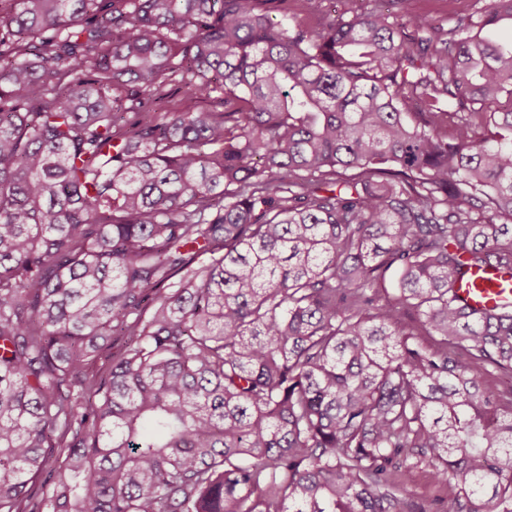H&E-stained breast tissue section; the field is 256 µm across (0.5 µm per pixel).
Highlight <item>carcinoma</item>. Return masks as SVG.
<instances>
[{
  "mask_svg": "<svg viewBox=\"0 0 512 512\" xmlns=\"http://www.w3.org/2000/svg\"><path fill=\"white\" fill-rule=\"evenodd\" d=\"M290 2L0 0V512H512V0ZM362 3L369 4V8H373V7L377 6L379 9H382L385 12L387 11V9H389L390 11H400L401 10V6L399 3L395 2V1L394 2L388 1V0H377V1H374V0H365V1H361V0H331V1L325 2V4H327L328 6L331 7L332 15H336V16L340 13H343L347 9L358 7ZM334 9H336V14L333 12ZM484 3V0H413L407 9L411 18L434 21L448 18V26H451L457 19L471 14ZM504 280H508L507 288H501ZM455 291L469 310L485 311L504 302L512 306V274L510 278L506 270L495 264L473 269L470 280L460 281ZM413 472L409 482L407 483V490L410 494L409 497L414 498L420 502L428 503L434 502L438 497H446L452 492L451 487L435 485L429 478L428 467L421 466Z\"/></svg>",
  "mask_w": 512,
  "mask_h": 512,
  "instance_id": "cac0c4a2",
  "label": "carcinoma"
}]
</instances>
